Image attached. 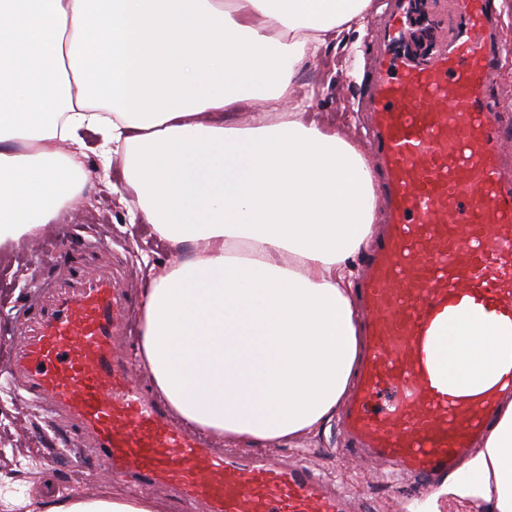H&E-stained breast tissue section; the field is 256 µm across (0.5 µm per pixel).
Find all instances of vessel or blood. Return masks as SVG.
I'll return each instance as SVG.
<instances>
[{"label":"vessel or blood","mask_w":512,"mask_h":512,"mask_svg":"<svg viewBox=\"0 0 512 512\" xmlns=\"http://www.w3.org/2000/svg\"><path fill=\"white\" fill-rule=\"evenodd\" d=\"M383 47L364 98L388 228L360 295L366 354L343 425L357 451L400 476L459 467L512 395V366L485 384L448 352L460 322L512 327V174L484 92L507 47L490 0H453L454 28L434 21L426 57L402 54L426 0H389ZM61 274L24 309L7 385L80 436L132 491L162 485L203 512H345L310 468L223 455L177 424L148 393L123 345L130 297L119 265L68 248Z\"/></svg>","instance_id":"b4317fda"}]
</instances>
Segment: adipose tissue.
I'll use <instances>...</instances> for the list:
<instances>
[{"mask_svg":"<svg viewBox=\"0 0 512 512\" xmlns=\"http://www.w3.org/2000/svg\"><path fill=\"white\" fill-rule=\"evenodd\" d=\"M371 0H0V254L76 209L84 133L120 156L133 217L175 250L149 289L141 355L182 420L231 448L317 436L361 358L355 259L375 235L374 172L310 118L296 74ZM287 107L288 117L269 122ZM487 361L512 334L471 328ZM512 512V402L449 480ZM46 512H160L97 493Z\"/></svg>","mask_w":512,"mask_h":512,"instance_id":"1","label":"adipose tissue"}]
</instances>
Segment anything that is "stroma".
<instances>
[{"mask_svg": "<svg viewBox=\"0 0 512 512\" xmlns=\"http://www.w3.org/2000/svg\"><path fill=\"white\" fill-rule=\"evenodd\" d=\"M499 38L509 49L490 95L493 120L507 144L503 164L512 171V0L499 12ZM378 45L373 25L345 33L339 48L328 49L297 74L298 89L311 96L310 109L321 115L354 118L364 126L359 107L366 94L370 57ZM90 173L86 198L76 211L61 212L38 237L21 244L14 258L0 261V372L10 367L9 341L28 299L57 274L50 258L59 244L84 251L90 236L112 243L123 257L134 295L165 274L177 260L165 243L131 225L121 200L128 188L118 164H105L97 145L85 151ZM340 424L329 437L311 438L295 448L269 450L272 461L312 468L345 497L347 512H421L437 502L440 512H486L482 500L458 504L442 493V480L386 479L381 466L347 452ZM106 490L128 494L127 485L110 478L107 465L90 458L80 439L64 427L46 424L43 410L14 392L0 391V512H45L47 503Z\"/></svg>", "mask_w": 512, "mask_h": 512, "instance_id": "obj_1", "label": "stroma"}]
</instances>
